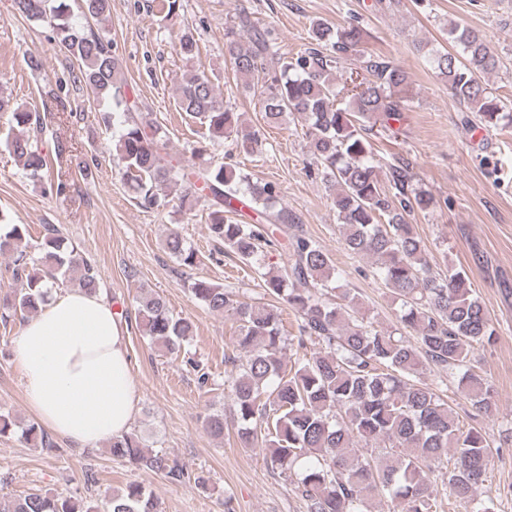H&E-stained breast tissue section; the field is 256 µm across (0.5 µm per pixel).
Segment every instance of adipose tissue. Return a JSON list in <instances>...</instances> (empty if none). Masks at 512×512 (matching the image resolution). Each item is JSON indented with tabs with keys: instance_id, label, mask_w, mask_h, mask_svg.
Wrapping results in <instances>:
<instances>
[{
	"instance_id": "ef3b65f1",
	"label": "adipose tissue",
	"mask_w": 512,
	"mask_h": 512,
	"mask_svg": "<svg viewBox=\"0 0 512 512\" xmlns=\"http://www.w3.org/2000/svg\"><path fill=\"white\" fill-rule=\"evenodd\" d=\"M29 406L83 446L129 432L137 409L125 331L103 293L73 289L25 320L15 350Z\"/></svg>"
}]
</instances>
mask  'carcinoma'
I'll return each mask as SVG.
<instances>
[{
  "label": "carcinoma",
  "instance_id": "carcinoma-1",
  "mask_svg": "<svg viewBox=\"0 0 512 512\" xmlns=\"http://www.w3.org/2000/svg\"><path fill=\"white\" fill-rule=\"evenodd\" d=\"M111 2L76 0L84 18L80 27L72 22L66 0H13V8L48 23L53 39L78 63L94 99L124 112L113 161L138 205L160 206L163 188L182 205L206 197L212 235L254 268L262 295L276 300L239 301L232 290L204 279L190 285L208 310L236 317L240 356L231 389L243 444L265 443L266 461L295 478L309 512H371L376 498L398 503L400 512H443L447 501L472 500L487 478L491 449L486 434L460 426L453 409L421 376L430 365L450 371L471 406L491 414L496 403L489 380L468 363L475 349L495 342L496 330L466 273L451 267L445 276L433 271L426 245L408 224L411 213L435 207L410 163L392 166L381 177L370 123L378 115L398 121L408 109L409 103L396 96L408 84L406 71L362 54L363 30L354 24L334 28L312 21L310 47L291 57L274 51L271 30L252 23L244 11L237 24L225 28L233 69L259 93L267 123L297 121L306 128L342 244L371 258L374 274L401 302L396 325L380 327L357 306L351 290L341 289L343 272L334 268L328 253L295 232L297 217L276 208V184L255 181L224 164L185 163L171 152L166 130L122 90L112 40L98 29L110 15ZM448 40L453 50L424 53L433 73L480 124L512 126V106L494 96L485 81L499 60L482 35L452 23ZM177 49L186 57L197 53L192 32L180 35ZM352 56L359 57L361 82L354 83L352 70L337 81L336 70ZM177 104L205 125L213 142L235 135L247 152L258 144L256 132L242 126L240 113L224 106L203 73L183 74ZM0 112L7 114L9 128L18 129L7 148L31 179L42 181L47 161L38 146L37 116L2 98ZM235 202L252 209L257 222L237 220ZM267 224L280 226L288 237L291 261L283 269L262 263L271 243ZM0 229V253L12 254L13 277L20 283L11 301L14 311L38 310L45 272L53 280L59 273L96 292L95 268L57 228H46L35 246L24 225L0 223ZM32 248L38 250L36 260ZM164 248L184 266L197 263V254L176 231L166 236ZM331 288L339 291L334 300L328 297ZM281 303L300 317L297 348L310 350L292 372L284 369L289 338L282 335ZM137 315L144 336L170 354L180 352L193 334L189 320L174 317L152 294L139 297ZM25 437L43 450L55 448L35 423ZM109 448L137 466L181 474L133 432L112 438ZM0 512H156V503L141 485L130 484L100 505L33 492L1 501Z\"/></svg>",
  "mask_w": 512,
  "mask_h": 512
}]
</instances>
